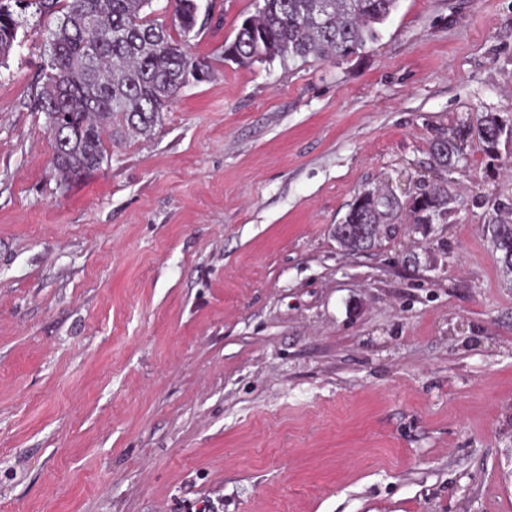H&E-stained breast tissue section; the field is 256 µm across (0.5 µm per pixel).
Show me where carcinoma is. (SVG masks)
Segmentation results:
<instances>
[{
	"instance_id": "obj_1",
	"label": "carcinoma",
	"mask_w": 512,
	"mask_h": 512,
	"mask_svg": "<svg viewBox=\"0 0 512 512\" xmlns=\"http://www.w3.org/2000/svg\"><path fill=\"white\" fill-rule=\"evenodd\" d=\"M22 0H0V58H8L22 22L15 7ZM397 0H264L257 14L246 18L234 40L224 46V60L250 63L258 56L282 62L309 57L345 59L378 35ZM151 0H30L39 17L54 16L45 53L48 71L33 98L34 110L45 115L52 137L53 168L63 183L103 163L105 132L116 123L147 135L163 112L197 74L208 66L191 56L187 38L199 5L174 0L170 22L149 18ZM508 132L494 114L464 124L433 146L435 165L451 169L471 138L488 155L498 151ZM358 201L346 216L347 241L360 251L375 240L376 223L392 215L396 201L372 196ZM452 198L429 191L413 203L414 223L430 224L448 215ZM487 232L500 252L502 267L512 273V219L495 207L486 216Z\"/></svg>"
}]
</instances>
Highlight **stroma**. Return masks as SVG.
<instances>
[{"instance_id": "1", "label": "stroma", "mask_w": 512, "mask_h": 512, "mask_svg": "<svg viewBox=\"0 0 512 512\" xmlns=\"http://www.w3.org/2000/svg\"><path fill=\"white\" fill-rule=\"evenodd\" d=\"M190 81L63 185L51 17L0 65V512H512V0H398L343 60L225 62L258 0H199ZM441 185L446 222L411 203ZM374 247L334 229L365 191ZM505 133L508 135V129L503 128L496 115H482L472 124H463L451 135L438 139L433 146V162L441 168L452 169L462 158L464 145L474 137L482 142L488 155L493 156ZM494 207L488 212L485 223L487 224V232L490 239L500 252V262L506 272L512 273V219L502 215V209H510L506 206Z\"/></svg>"}]
</instances>
